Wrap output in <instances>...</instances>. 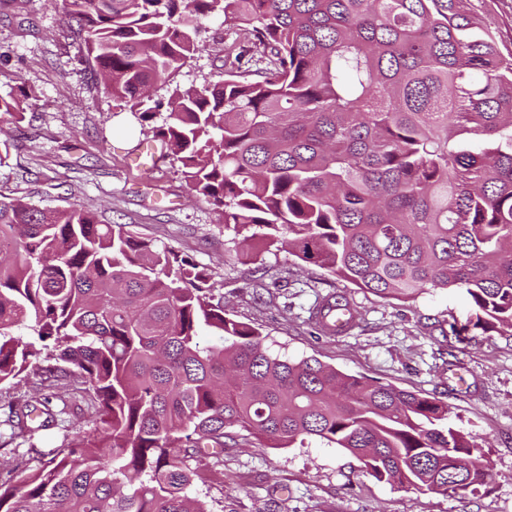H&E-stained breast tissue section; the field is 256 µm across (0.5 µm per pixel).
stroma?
<instances>
[{
    "mask_svg": "<svg viewBox=\"0 0 512 512\" xmlns=\"http://www.w3.org/2000/svg\"><path fill=\"white\" fill-rule=\"evenodd\" d=\"M221 17L203 19L200 50L178 81L197 85L224 76V49L242 41ZM61 0H0V94L25 87L36 95L0 157V194L40 207L82 205L106 224L170 247L211 269L224 283V311L260 327L271 350L317 357L336 369L445 402L450 422L476 435L491 476L473 491L447 497L403 490L366 474L349 453L319 440L289 448H258L254 438L225 449L223 462L200 453L190 460L189 492L210 512H512V335L473 329L453 354L434 338L464 325L469 305L459 290L435 289L416 300H383L314 265L271 250L243 262L232 232L210 206L190 198L177 163L163 159L147 172L132 165L139 143L167 114V87L152 121L113 102L81 63ZM277 277L282 288L263 302L250 280ZM347 294L366 322L345 337L316 334L308 322L318 297ZM470 386L448 387L450 356Z\"/></svg>",
    "mask_w": 512,
    "mask_h": 512,
    "instance_id": "1",
    "label": "stroma"
}]
</instances>
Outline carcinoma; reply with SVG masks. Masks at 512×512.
Here are the masks:
<instances>
[{"label": "carcinoma", "instance_id": "1", "mask_svg": "<svg viewBox=\"0 0 512 512\" xmlns=\"http://www.w3.org/2000/svg\"><path fill=\"white\" fill-rule=\"evenodd\" d=\"M466 0H62L82 62L153 119L189 192L256 253L283 250L382 299L462 289L469 323L512 331V48ZM244 41L224 78L181 87L201 19ZM33 93L0 94L17 124ZM223 283L79 204L0 198V384L39 362V397L0 426L28 446L0 512H210L189 452L316 439L370 476L453 496L484 449L448 405L266 346ZM209 330L217 343L203 346ZM87 407L50 461L34 439Z\"/></svg>", "mask_w": 512, "mask_h": 512}]
</instances>
